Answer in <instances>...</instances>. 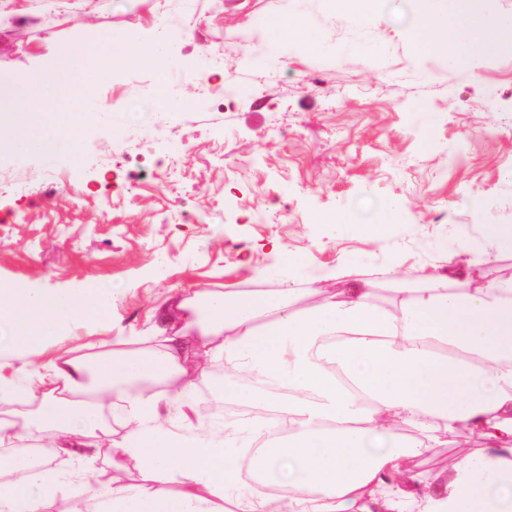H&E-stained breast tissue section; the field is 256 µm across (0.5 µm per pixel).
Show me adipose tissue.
Returning <instances> with one entry per match:
<instances>
[{
    "mask_svg": "<svg viewBox=\"0 0 512 512\" xmlns=\"http://www.w3.org/2000/svg\"><path fill=\"white\" fill-rule=\"evenodd\" d=\"M418 13L421 31L435 33L456 67L469 68L473 51L512 47V21L490 16L483 0H421ZM137 59L99 33L58 56L52 76L35 85L1 75L0 131L19 149L49 135L80 138L88 86ZM21 101L27 111L13 114ZM508 251L512 224L492 225L484 249L426 273L425 287L401 289L391 308L374 304L358 282L302 312L290 287L174 296L149 312L156 335L117 337L107 354L63 352L44 365L39 391L0 375V473L8 475L0 512H223L226 500L235 512H402L410 504L420 512H504L502 494L512 491V279L486 278L482 268ZM459 278L468 283L462 293L449 287ZM111 308L102 288L71 296L1 288L0 322L11 336L0 351L40 355L74 324L108 328ZM205 360L223 363L225 394L250 378L254 428H264L274 408L291 429L287 443L253 456L257 482L244 493L220 443L188 439L167 419L171 404H187ZM155 381L164 393L133 388ZM106 403L117 408L120 431L99 441ZM400 423L418 438L368 452V438L394 437ZM460 430L482 445L463 448L453 472L405 473L404 458ZM115 452L134 463L141 485L102 483ZM275 474L280 495L267 491ZM170 481L181 491L168 490Z\"/></svg>",
    "mask_w": 512,
    "mask_h": 512,
    "instance_id": "obj_1",
    "label": "adipose tissue"
}]
</instances>
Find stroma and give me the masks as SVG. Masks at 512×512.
I'll return each instance as SVG.
<instances>
[{"label": "stroma", "mask_w": 512, "mask_h": 512, "mask_svg": "<svg viewBox=\"0 0 512 512\" xmlns=\"http://www.w3.org/2000/svg\"><path fill=\"white\" fill-rule=\"evenodd\" d=\"M405 3L380 0L361 23L332 0H0V75L21 82L98 32L141 50L170 24L179 41L176 56L95 84L114 118L90 115L78 145L0 149V286L112 293L111 329L78 325L39 363L151 334L149 310L172 295L291 285L303 309L345 287L332 273L347 262L388 306L387 269L418 279L487 225L512 224V53L457 68L402 23ZM285 21L305 23L319 50L280 40ZM161 75L176 111L129 127V103ZM52 165L70 192L48 180ZM389 200L401 203L390 215ZM322 214L349 223L332 234ZM181 426L235 432L228 462L257 438L244 418ZM459 458L451 439L404 466L432 476Z\"/></svg>", "instance_id": "stroma-1"}]
</instances>
